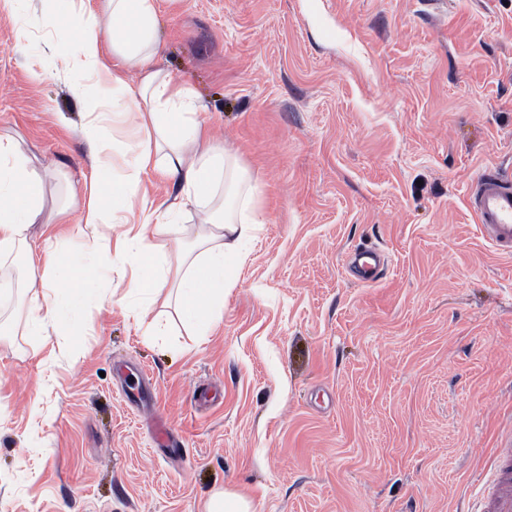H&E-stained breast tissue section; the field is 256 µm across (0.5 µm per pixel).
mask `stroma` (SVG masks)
<instances>
[{
	"label": "stroma",
	"mask_w": 512,
	"mask_h": 512,
	"mask_svg": "<svg viewBox=\"0 0 512 512\" xmlns=\"http://www.w3.org/2000/svg\"><path fill=\"white\" fill-rule=\"evenodd\" d=\"M154 61L203 105L267 222L206 334L145 319L77 231L91 189L61 57L0 15V138L45 186L0 258V512H470L512 436V257L470 204L512 179V0H158ZM42 59L51 75L32 80ZM378 247L380 278L348 262ZM91 256L101 301L25 331L29 259ZM206 512H251L250 502L243 496L234 492L218 493L212 496L207 505Z\"/></svg>",
	"instance_id": "obj_1"
}]
</instances>
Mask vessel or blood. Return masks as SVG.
I'll list each match as a JSON object with an SVG mask.
<instances>
[{"instance_id":"b4317fda","label":"vessel or blood","mask_w":512,"mask_h":512,"mask_svg":"<svg viewBox=\"0 0 512 512\" xmlns=\"http://www.w3.org/2000/svg\"><path fill=\"white\" fill-rule=\"evenodd\" d=\"M472 208L492 247L512 255V182L483 172L473 184ZM479 512H512V438L495 452L491 475L479 488Z\"/></svg>"}]
</instances>
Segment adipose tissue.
<instances>
[{
  "label": "adipose tissue",
  "instance_id": "ef3b65f1",
  "mask_svg": "<svg viewBox=\"0 0 512 512\" xmlns=\"http://www.w3.org/2000/svg\"><path fill=\"white\" fill-rule=\"evenodd\" d=\"M17 3L0 0V13L16 18L18 47H25L31 24L48 29L52 38L47 52L67 45L65 66L96 79V90L77 84L73 95L86 99L95 93L112 104L111 112H88L81 127L94 158V190L80 205L83 234H96L101 225L115 223L118 214L133 212L147 170L180 184L183 207L209 196L216 180H223L224 195L232 204L217 212L205 210L192 243L195 258H155L147 233L167 232V225L160 222L125 226L117 237V260L133 259L145 268L142 279L128 288L127 298L149 307L154 293L175 281L182 318L208 331L222 314L225 294L236 285L232 270L241 262L243 243L253 239L266 218L252 193L243 190L248 177L238 160L196 121L200 107L191 92L154 68L157 0H44L43 12L33 21L18 15ZM107 49L112 52L108 64L103 61ZM129 71L141 73L138 84L127 81ZM113 115L134 116L140 131L123 149L127 170L118 179L102 157L105 124ZM43 196L44 187L31 173L27 158L12 141L0 139V257L25 247L31 227L43 220ZM78 268L71 257L44 266L29 264L28 278L37 286L28 308L30 335L68 330L84 300L96 298L92 287L85 288L80 299L68 291Z\"/></svg>",
  "mask_w": 512,
  "mask_h": 512
}]
</instances>
